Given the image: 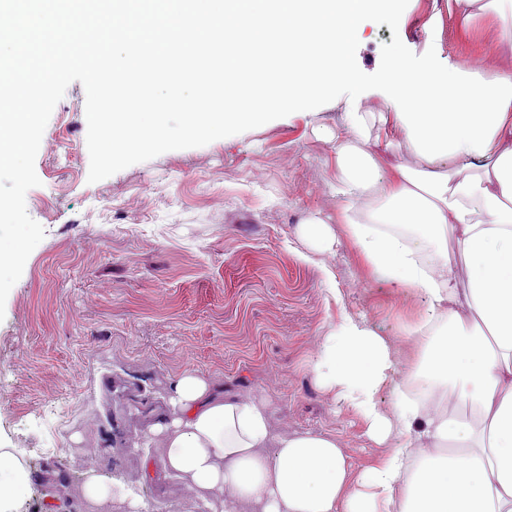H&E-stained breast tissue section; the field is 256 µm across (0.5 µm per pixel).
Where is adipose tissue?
Here are the masks:
<instances>
[{"label":"adipose tissue","mask_w":512,"mask_h":512,"mask_svg":"<svg viewBox=\"0 0 512 512\" xmlns=\"http://www.w3.org/2000/svg\"><path fill=\"white\" fill-rule=\"evenodd\" d=\"M10 0L0 28V86L19 76L8 49L49 36L85 41L102 16L59 0ZM388 0H112L103 32L99 120L107 153L154 138L221 133L254 123L262 108L300 104L347 83L346 50L369 13ZM462 30L492 12L512 45V0H453ZM166 37L154 54L148 34ZM387 116L351 90L336 138V195L347 233L374 274L414 293L423 308L409 328L420 343L416 373L447 396L450 411L409 399L400 361L364 319L342 316L323 338L312 372L386 453L362 472L323 433L273 435L263 399H227L195 373L172 385L170 416L152 426L163 465L206 512H512V70L489 73L449 59L441 70L387 60ZM28 81L0 110V157L23 166L24 132L48 94ZM177 106L180 128L165 125ZM405 131L416 165L383 174L375 146ZM462 163L466 176L452 170ZM466 281H459L457 261ZM390 388L391 407L378 394ZM28 484L22 461L0 448V512ZM221 498H213V491Z\"/></svg>","instance_id":"adipose-tissue-1"}]
</instances>
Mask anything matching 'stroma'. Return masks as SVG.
Wrapping results in <instances>:
<instances>
[{
  "instance_id": "obj_1",
  "label": "stroma",
  "mask_w": 512,
  "mask_h": 512,
  "mask_svg": "<svg viewBox=\"0 0 512 512\" xmlns=\"http://www.w3.org/2000/svg\"><path fill=\"white\" fill-rule=\"evenodd\" d=\"M499 26L481 16L458 39L448 0H400L396 12L367 17L347 68L383 112L390 49L417 68L452 57L491 73L512 68ZM85 101L71 83L43 133L41 184L26 209L45 236L0 322V448L30 476L16 512H129L134 497L153 512H195L148 433L184 372L225 397L265 399L273 434L333 436L357 471L378 460L384 446L316 384L311 361L347 313L385 336L413 373L419 344L406 329L422 303L378 279L336 221L342 104L91 184ZM311 217L330 224L331 248L302 236ZM93 476L109 488L98 506L83 496Z\"/></svg>"
}]
</instances>
